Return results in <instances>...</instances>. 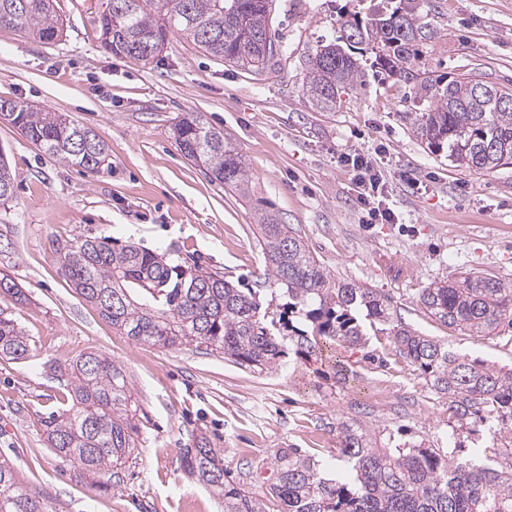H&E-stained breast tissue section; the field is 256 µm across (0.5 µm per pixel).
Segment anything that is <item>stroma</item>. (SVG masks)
Wrapping results in <instances>:
<instances>
[{
  "instance_id": "35a3bbf8",
  "label": "stroma",
  "mask_w": 512,
  "mask_h": 512,
  "mask_svg": "<svg viewBox=\"0 0 512 512\" xmlns=\"http://www.w3.org/2000/svg\"><path fill=\"white\" fill-rule=\"evenodd\" d=\"M105 6L56 0L64 36L50 45L0 29V101L65 113L110 149L109 167L91 175L0 122V156L14 182L13 198L0 204V272L26 295L4 307L32 340L26 359L0 358V454L17 479L50 512H224L181 466V450L198 435L234 477L262 492L282 450L335 465L342 415L380 437L399 427L404 440L444 448L453 437L472 453L473 436L448 423L447 400L395 356L388 337L361 348L330 342L310 363L285 357L262 372L194 342L136 343L66 282L53 245L91 236L174 247L231 282L251 283L265 268L253 209L261 199L331 278L388 295L407 323L455 351L512 367L508 325L471 336L416 309L422 288L464 271L512 281V167L475 172L431 152L407 119L426 101L380 73L366 72L336 111L312 108L301 92L304 59L336 39L340 18L361 11V0H274V29L288 51L260 75L225 66L176 33L149 65L115 57L100 46ZM428 20L438 36L421 47L418 67L512 84V0H439ZM182 112L202 113L237 145L253 173L252 198L224 190L181 155L171 126ZM378 146L394 224L359 223L354 186L336 164L342 153ZM407 170L424 190L407 187ZM89 352L127 371L138 404L137 447L107 483L56 455L42 424L67 394L51 363Z\"/></svg>"
}]
</instances>
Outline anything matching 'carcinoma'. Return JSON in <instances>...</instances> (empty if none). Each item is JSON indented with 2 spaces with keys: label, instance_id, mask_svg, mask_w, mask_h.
<instances>
[{
  "label": "carcinoma",
  "instance_id": "carcinoma-1",
  "mask_svg": "<svg viewBox=\"0 0 512 512\" xmlns=\"http://www.w3.org/2000/svg\"><path fill=\"white\" fill-rule=\"evenodd\" d=\"M107 0L98 18L101 47L141 64L162 51L170 29L192 39L231 67L260 74L286 46L269 24L273 0ZM365 11L340 19L341 35L317 46L306 62L302 95L316 109H336L339 92L362 85L363 59L371 51L379 72L412 88L428 102L409 115L412 133L430 151L476 172L512 165V87L485 83L468 73L432 75L414 68L419 47L435 38L424 21L429 0H367ZM54 43L64 22L55 0H0V29ZM28 141L87 173L109 166V148L92 129L58 112L13 103L0 115ZM184 158L208 178L243 198L252 175L236 145L199 112H184L172 128ZM13 197L11 174L0 158V201ZM265 269L258 289L239 288L200 261L173 260L133 244L81 236L55 248L61 271L112 327L130 340L174 348L195 342L224 352L242 367L264 371L291 352L308 361L327 341L364 346L379 333L415 368L426 387L448 399L449 418L492 447L466 458L456 447L424 443L391 446L357 419L336 420L332 472L300 448L276 454L272 482L259 495L233 481L210 441L199 436L181 452L184 471L224 499V512H512V368L495 367L458 353L407 324L392 299L375 288L337 281L309 247L269 206H254ZM276 287L285 298L279 318L261 313L259 288ZM20 301L22 289L0 272V299ZM421 313L449 329L485 336L512 325V283L486 271H469L430 284L416 299ZM29 339L0 308V357L19 360ZM68 376L72 405L43 421L56 454L105 477L129 461L137 447V407L126 371L89 353L57 363ZM0 512H49L43 500L17 481L0 458Z\"/></svg>",
  "mask_w": 512,
  "mask_h": 512
}]
</instances>
